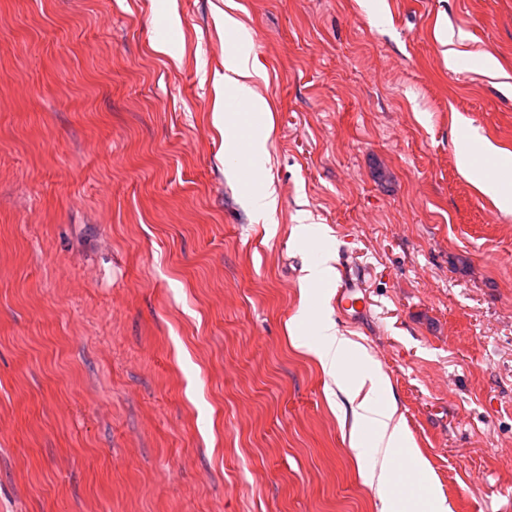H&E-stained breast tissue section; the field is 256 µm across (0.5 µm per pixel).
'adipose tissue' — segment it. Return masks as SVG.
I'll use <instances>...</instances> for the list:
<instances>
[{"label":"adipose tissue","instance_id":"ef3b65f1","mask_svg":"<svg viewBox=\"0 0 512 512\" xmlns=\"http://www.w3.org/2000/svg\"><path fill=\"white\" fill-rule=\"evenodd\" d=\"M224 67V86L231 90L234 99L246 110L268 111V102L258 96L253 88L254 69L244 45L236 46L232 55L225 60ZM316 332L319 343L313 353L325 372L341 378L340 389L351 405L352 447H361L362 436L370 435L372 446L380 457L378 471L368 477L369 482L377 487L380 512H448L445 500L438 496L428 494L412 499L393 492L392 487L397 479L395 460L401 453H412L410 438L396 416L397 408L393 402H381L365 394L366 383L375 379L365 349L339 333L332 321H319Z\"/></svg>","mask_w":512,"mask_h":512}]
</instances>
